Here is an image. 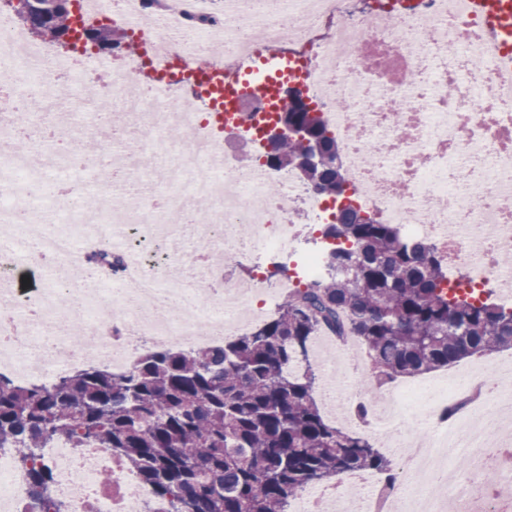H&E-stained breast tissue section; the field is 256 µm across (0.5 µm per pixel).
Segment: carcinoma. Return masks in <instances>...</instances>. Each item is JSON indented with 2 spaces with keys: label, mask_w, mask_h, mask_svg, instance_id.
I'll return each instance as SVG.
<instances>
[{
  "label": "carcinoma",
  "mask_w": 512,
  "mask_h": 512,
  "mask_svg": "<svg viewBox=\"0 0 512 512\" xmlns=\"http://www.w3.org/2000/svg\"><path fill=\"white\" fill-rule=\"evenodd\" d=\"M283 99L288 128L322 143L321 161L299 172L337 205L323 235L337 242L319 283L288 294L250 333L208 348L154 349L125 372L90 365L51 385L0 373V447L14 450L32 500L64 512L38 449L52 439L112 450L173 512H288L310 486L394 467L364 437L328 421L315 399L309 348L321 331L354 336L367 354L358 415L368 396L400 377L512 348V308L448 281L427 242L342 204L350 187L336 169V137ZM306 153L288 131L282 168Z\"/></svg>",
  "instance_id": "carcinoma-1"
}]
</instances>
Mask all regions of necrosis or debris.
<instances>
[{
    "instance_id": "4bbe7bcc",
    "label": "necrosis or debris",
    "mask_w": 512,
    "mask_h": 512,
    "mask_svg": "<svg viewBox=\"0 0 512 512\" xmlns=\"http://www.w3.org/2000/svg\"><path fill=\"white\" fill-rule=\"evenodd\" d=\"M349 0H77L80 27L112 25L137 43L119 68L99 52L68 53L32 42L14 19L0 23V277L20 271L38 286L8 291L0 322V365L21 383L47 385L61 372L95 363L131 368L146 344L179 349L214 345L269 312L274 296L259 288L270 266L286 267L276 293L328 275L329 243L321 226L331 201L295 171L263 158L269 102L240 90L230 123L219 124L216 93L202 61L225 77L264 62L290 63L294 79L322 108L362 210L397 225L410 240L434 244L448 270L464 268L467 289L493 286L512 305V71L502 67L512 44L488 39L464 0H372L354 15ZM152 66L160 79L144 86ZM111 69L110 82H95ZM70 86L72 126H56L58 149L34 163L14 153L19 137L44 133L42 110L59 82ZM122 108L109 123L87 109V91ZM174 124L194 138L166 136ZM94 127L98 152H81L77 126ZM162 168L164 187L132 177ZM279 193H271V185ZM112 232L121 258L111 294L72 287L61 269L79 262L74 224ZM226 258L254 260L252 275L232 280L221 265L191 259L177 268L184 236ZM71 297L86 331L82 348L63 354L67 327L54 302ZM339 361L320 360L321 395L345 413L362 373L348 340ZM424 411L406 417L395 395L377 396L373 424L398 451L395 481L370 476L350 490L313 487L293 512H507L482 476L495 470L512 483V367L456 381L454 397L419 382ZM54 491L68 512H172L110 449L55 440L41 449ZM465 456L467 474L448 467ZM0 512H39L11 449L0 448Z\"/></svg>"
}]
</instances>
